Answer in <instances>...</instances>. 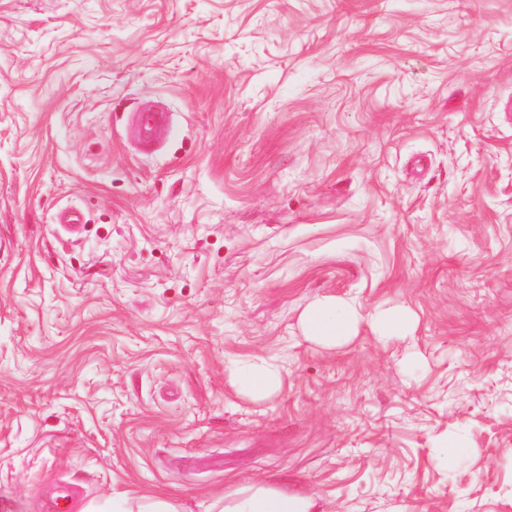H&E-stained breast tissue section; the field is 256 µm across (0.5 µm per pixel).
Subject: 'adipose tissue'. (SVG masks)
Returning a JSON list of instances; mask_svg holds the SVG:
<instances>
[{
    "mask_svg": "<svg viewBox=\"0 0 512 512\" xmlns=\"http://www.w3.org/2000/svg\"><path fill=\"white\" fill-rule=\"evenodd\" d=\"M363 316L351 302L319 301L301 316L304 335L311 341L335 347L351 340ZM80 512H185L177 499L161 494L131 491L85 503ZM205 512H318L316 499L305 493H291L280 482L265 480L247 485L228 484L224 494L211 497Z\"/></svg>",
    "mask_w": 512,
    "mask_h": 512,
    "instance_id": "ef3b65f1",
    "label": "adipose tissue"
}]
</instances>
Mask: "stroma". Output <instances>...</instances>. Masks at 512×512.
<instances>
[{
  "mask_svg": "<svg viewBox=\"0 0 512 512\" xmlns=\"http://www.w3.org/2000/svg\"><path fill=\"white\" fill-rule=\"evenodd\" d=\"M509 98L512 0H0V512H512ZM169 120L167 112H135L131 125L136 144L143 149L153 146L167 129ZM362 320L354 303L325 299L309 307L302 314L300 323L308 339L332 348L351 340ZM239 385L255 397H266L278 387L279 377L270 369H258L245 372L238 379ZM305 493H289L279 481L247 485L228 483L224 494L211 497L205 512H324ZM79 512H185V508L181 502L169 496L122 491L90 500Z\"/></svg>",
  "mask_w": 512,
  "mask_h": 512,
  "instance_id": "stroma-1",
  "label": "stroma"
}]
</instances>
